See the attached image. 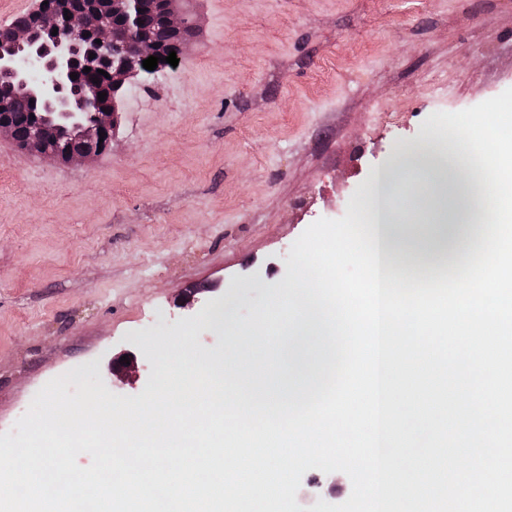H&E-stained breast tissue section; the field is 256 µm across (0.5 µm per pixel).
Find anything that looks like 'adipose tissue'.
<instances>
[{"label": "adipose tissue", "instance_id": "ef3b65f1", "mask_svg": "<svg viewBox=\"0 0 512 512\" xmlns=\"http://www.w3.org/2000/svg\"><path fill=\"white\" fill-rule=\"evenodd\" d=\"M464 148V142L451 137L434 143L435 159L410 154L376 174L366 223L383 256L384 275L408 282L435 281L447 266L448 249L469 247L473 242L471 225L479 219L490 221L485 177L480 169L463 164ZM410 175L422 185L416 210L425 219L419 228L405 223L391 205L397 184ZM296 326L308 342L281 341L282 355L294 360L289 369L273 375L264 373L267 351L258 345L246 359L218 355L213 362L223 368L229 382L252 388L261 400L270 397L282 401L294 395L319 397L323 389L317 383L318 368L330 358L328 330L310 304L299 310Z\"/></svg>", "mask_w": 512, "mask_h": 512}]
</instances>
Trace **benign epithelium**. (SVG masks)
<instances>
[{
	"mask_svg": "<svg viewBox=\"0 0 512 512\" xmlns=\"http://www.w3.org/2000/svg\"><path fill=\"white\" fill-rule=\"evenodd\" d=\"M154 8L178 46L184 47L185 19L176 14L172 0H81V6L66 12L39 0L24 15L27 23L12 22V42L0 49V137L64 161L88 160L108 151L118 118L115 105H101L99 85L73 80L70 74L86 67L92 74L102 69L109 74L105 83L113 95L144 71V59L160 57L157 68L168 66L163 61L168 56L165 48L142 23L145 12ZM66 14L71 19H65ZM55 27L58 34L50 41L43 39ZM91 53L95 58H89ZM16 92L29 95L46 110L22 141L15 136L9 112Z\"/></svg>",
	"mask_w": 512,
	"mask_h": 512,
	"instance_id": "7a95c632",
	"label": "benign epithelium"
}]
</instances>
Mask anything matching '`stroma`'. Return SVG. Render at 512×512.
I'll return each instance as SVG.
<instances>
[{"mask_svg": "<svg viewBox=\"0 0 512 512\" xmlns=\"http://www.w3.org/2000/svg\"><path fill=\"white\" fill-rule=\"evenodd\" d=\"M180 8L179 63L125 84L109 153L69 164L0 138V433L72 369L141 393L185 327L202 363L259 343L276 370L261 313L294 242L446 137L431 114L512 88V0Z\"/></svg>", "mask_w": 512, "mask_h": 512, "instance_id": "obj_1", "label": "stroma"}]
</instances>
